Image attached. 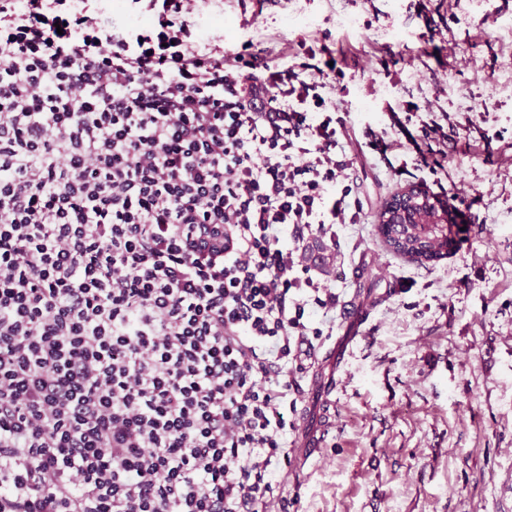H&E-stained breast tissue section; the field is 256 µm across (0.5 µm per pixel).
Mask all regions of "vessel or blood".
Masks as SVG:
<instances>
[{
	"label": "vessel or blood",
	"instance_id": "obj_1",
	"mask_svg": "<svg viewBox=\"0 0 512 512\" xmlns=\"http://www.w3.org/2000/svg\"><path fill=\"white\" fill-rule=\"evenodd\" d=\"M344 328L342 336L336 337L324 352L313 353L314 370L307 389V397L319 408H326L336 390L334 374L344 365L350 349L361 339L362 327L369 318V311L362 305L348 301L339 311ZM324 429L312 417H305L302 432L297 439V454L301 461L317 457Z\"/></svg>",
	"mask_w": 512,
	"mask_h": 512
}]
</instances>
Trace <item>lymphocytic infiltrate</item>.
<instances>
[{
    "label": "lymphocytic infiltrate",
    "instance_id": "lymphocytic-infiltrate-1",
    "mask_svg": "<svg viewBox=\"0 0 512 512\" xmlns=\"http://www.w3.org/2000/svg\"><path fill=\"white\" fill-rule=\"evenodd\" d=\"M146 9L0 0V512H269L362 218L323 76ZM102 17L123 16L133 22H144L146 0H89ZM137 2V3H136Z\"/></svg>",
    "mask_w": 512,
    "mask_h": 512
}]
</instances>
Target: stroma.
<instances>
[{
  "instance_id": "35a3bbf8",
  "label": "stroma",
  "mask_w": 512,
  "mask_h": 512,
  "mask_svg": "<svg viewBox=\"0 0 512 512\" xmlns=\"http://www.w3.org/2000/svg\"><path fill=\"white\" fill-rule=\"evenodd\" d=\"M191 21L274 67L333 63L323 95L354 158L364 221L337 226L325 283L373 306L318 459L276 473L289 512H512V0H197ZM410 183L464 224L426 266L374 226Z\"/></svg>"
}]
</instances>
